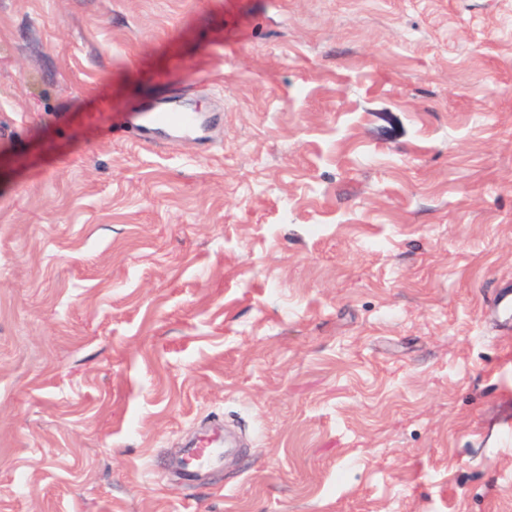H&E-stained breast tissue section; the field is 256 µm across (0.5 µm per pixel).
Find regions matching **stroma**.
<instances>
[{
	"mask_svg": "<svg viewBox=\"0 0 512 512\" xmlns=\"http://www.w3.org/2000/svg\"><path fill=\"white\" fill-rule=\"evenodd\" d=\"M502 288L512 0H0V512H512ZM132 125L140 137L151 141V132L157 126H166L187 136L200 131L205 124L199 112L186 111L180 107L144 108L133 111ZM224 438L210 439L205 443L188 449L189 464L186 465L184 476L192 480L196 476L195 469L199 466H213L224 461Z\"/></svg>",
	"mask_w": 512,
	"mask_h": 512,
	"instance_id": "stroma-1",
	"label": "stroma"
}]
</instances>
